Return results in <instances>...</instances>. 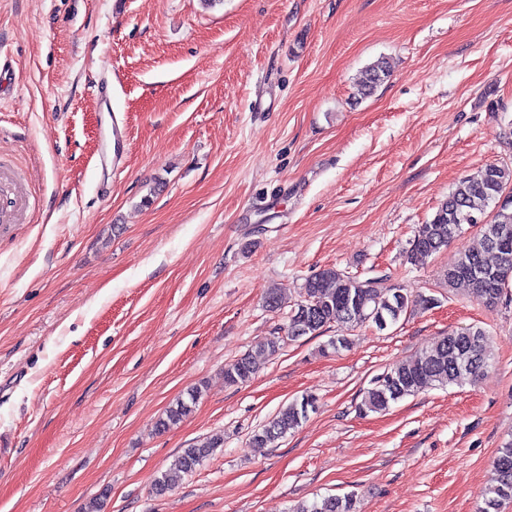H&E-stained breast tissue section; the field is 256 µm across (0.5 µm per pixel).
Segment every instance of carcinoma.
I'll list each match as a JSON object with an SVG mask.
<instances>
[{"instance_id": "cac0c4a2", "label": "carcinoma", "mask_w": 512, "mask_h": 512, "mask_svg": "<svg viewBox=\"0 0 512 512\" xmlns=\"http://www.w3.org/2000/svg\"><path fill=\"white\" fill-rule=\"evenodd\" d=\"M386 62L378 60L362 71L356 84L357 93L369 97L388 78ZM512 186V167L486 165L478 174L459 178L448 197L440 203L433 218L419 226L410 242L408 258L419 254L433 255L448 247L468 220H483L481 225L483 251H461L448 263L444 284L448 290L467 295L487 308L496 307L512 290V276L504 282L496 278L501 269L502 252L512 254V239L495 241L497 228L512 226V202L500 203L501 192ZM494 256L489 263L484 254ZM304 299L288 313V338L317 336L333 323L351 327L372 324L384 329V323L395 325L416 303L436 304V299L415 295L407 288L385 287L378 279L361 281L335 268L320 270L303 284ZM285 342L283 336H269L257 345L260 354L274 355ZM490 367L486 347V331L480 326H466L448 332L432 349L392 366L371 379L363 389L357 405L359 414L382 412L390 404L435 386L473 384ZM259 364L252 354H244L224 367L227 384L242 385L258 373ZM203 395L200 386L193 387L187 398L168 407L159 419L157 430L164 432L183 422ZM308 417L305 400H294L271 421L256 431L251 440L262 445L275 443L297 429ZM224 440L216 437L200 445L184 448L173 463L155 479L154 489L161 495L185 476L193 473ZM497 485L484 494L481 512H500L502 505L512 501V439L499 449L495 459ZM293 512H355L351 495L330 496L321 503L301 504Z\"/></svg>"}]
</instances>
